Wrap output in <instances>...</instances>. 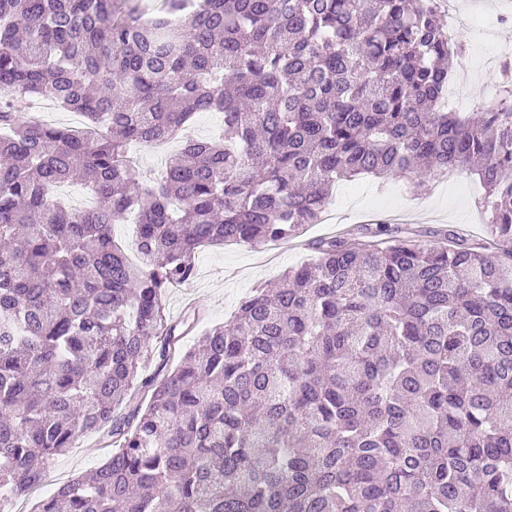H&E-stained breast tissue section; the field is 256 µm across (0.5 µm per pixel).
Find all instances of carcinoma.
<instances>
[{"label":"carcinoma","mask_w":512,"mask_h":512,"mask_svg":"<svg viewBox=\"0 0 512 512\" xmlns=\"http://www.w3.org/2000/svg\"><path fill=\"white\" fill-rule=\"evenodd\" d=\"M126 2L0 0V491L98 433L112 454L35 512H512V59L462 116L437 0ZM201 112L223 133L139 180L130 146ZM448 169L485 189L491 241L323 237L143 374L198 320L163 300L200 249L294 237L340 180ZM132 215L136 263L112 236ZM29 101L30 100L27 98L22 100L19 99L16 102V108L18 112H26L27 107L29 106V111L38 110L45 115L48 122L61 126L77 127L80 126L84 121V118L79 114L75 112L62 111L51 103L33 101L29 104Z\"/></svg>","instance_id":"cac0c4a2"}]
</instances>
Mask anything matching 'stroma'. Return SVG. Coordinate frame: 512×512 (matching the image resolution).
<instances>
[{
	"label": "stroma",
	"mask_w": 512,
	"mask_h": 512,
	"mask_svg": "<svg viewBox=\"0 0 512 512\" xmlns=\"http://www.w3.org/2000/svg\"><path fill=\"white\" fill-rule=\"evenodd\" d=\"M468 23L461 25L457 37L467 47L471 70L470 94L450 97L449 106L458 112L472 111V99L490 102L500 81L497 67L484 64L488 55L512 50V25H498L490 39H483L479 26L495 12L512 9V0H458ZM482 189L473 174L460 172L452 180L435 178L429 193L415 196L405 178L392 177L386 183L371 178L341 181L327 205L332 221L306 226L297 237L251 249L228 244L205 248L195 259L196 274L183 285L168 288L165 310L170 319H180L188 308L199 309L202 317L198 330L181 341L183 347L193 346L202 328L226 322L236 311L240 300L259 286L277 281L288 268L307 261L311 253L309 241L355 229L367 223L369 216L398 215L406 229L417 231L427 244H437V232L453 227L467 238L482 239L487 235L485 224L475 220V204ZM109 455L98 436L81 439L77 448L55 457L41 483L30 492L13 498L10 512H33L36 505L53 494L60 484L98 467Z\"/></svg>",
	"instance_id": "stroma-1"
}]
</instances>
